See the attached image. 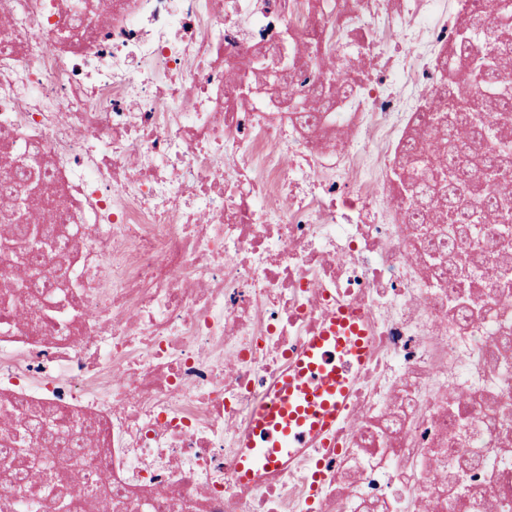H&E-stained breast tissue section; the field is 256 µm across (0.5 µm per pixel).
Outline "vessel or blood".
I'll use <instances>...</instances> for the list:
<instances>
[{
    "label": "vessel or blood",
    "instance_id": "1",
    "mask_svg": "<svg viewBox=\"0 0 512 512\" xmlns=\"http://www.w3.org/2000/svg\"><path fill=\"white\" fill-rule=\"evenodd\" d=\"M369 353L356 310L341 306L306 341L270 398L255 402L240 440L239 483L256 485L259 471H278L306 439L332 431L341 419L355 372Z\"/></svg>",
    "mask_w": 512,
    "mask_h": 512
}]
</instances>
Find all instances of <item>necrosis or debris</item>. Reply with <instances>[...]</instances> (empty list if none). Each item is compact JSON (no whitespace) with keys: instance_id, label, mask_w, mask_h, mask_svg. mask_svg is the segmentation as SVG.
Returning a JSON list of instances; mask_svg holds the SVG:
<instances>
[{"instance_id":"1","label":"necrosis or debris","mask_w":512,"mask_h":512,"mask_svg":"<svg viewBox=\"0 0 512 512\" xmlns=\"http://www.w3.org/2000/svg\"><path fill=\"white\" fill-rule=\"evenodd\" d=\"M0 0V163L32 156L23 224L58 214L65 330L0 322V415H76L112 512H512V224L469 280L468 325L410 198L385 196L426 139L422 85L452 40L445 0ZM380 32L374 79L335 112L288 109L348 81L300 45L341 22ZM404 48L393 64L384 45ZM351 139L337 143L342 130ZM345 305L370 353L334 432L252 488L236 479L248 408Z\"/></svg>"}]
</instances>
